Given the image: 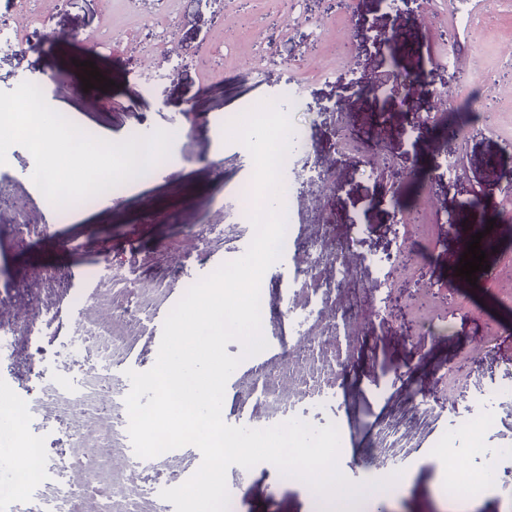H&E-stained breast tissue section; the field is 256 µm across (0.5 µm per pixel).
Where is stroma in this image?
I'll use <instances>...</instances> for the list:
<instances>
[{
  "instance_id": "1",
  "label": "stroma",
  "mask_w": 512,
  "mask_h": 512,
  "mask_svg": "<svg viewBox=\"0 0 512 512\" xmlns=\"http://www.w3.org/2000/svg\"><path fill=\"white\" fill-rule=\"evenodd\" d=\"M395 0H0V17L32 51L0 52V91L38 84L49 105L65 103L67 119L87 133L126 139L158 129L175 133L163 168L115 187L95 205L48 210L28 178L32 155L13 146L0 164V284L9 300L5 326L14 365L5 378L22 404L33 394L86 379L78 320L116 312L113 335L114 415L126 416L127 370L156 362L163 322L187 286L241 257L254 236L240 216V190L254 176L242 144L224 139L228 120L264 100L279 101L301 133L290 152L298 161L328 164L334 183L294 190L289 228L300 250L272 267L262 299L263 352L229 377L223 419L232 426H270L274 404H261L240 383L278 389L288 379L302 398L300 420L335 424L351 450L340 460L353 482L372 478L382 456L404 470L403 487L372 512H512V493L486 499L443 496L446 469L422 461L424 448L462 456L482 471L497 449L512 448V400L492 391L512 386V0H430L412 22L398 23ZM56 30L44 39V26ZM102 75L89 91L83 77ZM462 79L449 83V71ZM299 94L283 95L285 82ZM451 92L470 111L454 139L422 132L412 108ZM395 159L399 178L382 180L336 135L339 114ZM418 212L403 228L396 217ZM489 226L498 250L487 252L475 282L459 276L462 240ZM343 251L350 273L343 288L333 257ZM421 283L455 291V308L427 299L414 308L416 332L404 336L384 312L388 273L399 252ZM82 270L83 289L71 273ZM140 308L129 323L118 314ZM311 310L304 324L292 312ZM351 311L357 323L337 327ZM330 339L318 367L326 393L306 397L307 363L294 336ZM458 375H451V368ZM488 394L479 452L456 439L466 422V396ZM106 419L61 426L28 414L39 463L57 461L59 444L94 445ZM14 474L0 462V500L13 512H38L52 484L12 490ZM234 512H315L307 487L276 478L271 463L227 471Z\"/></svg>"
}]
</instances>
